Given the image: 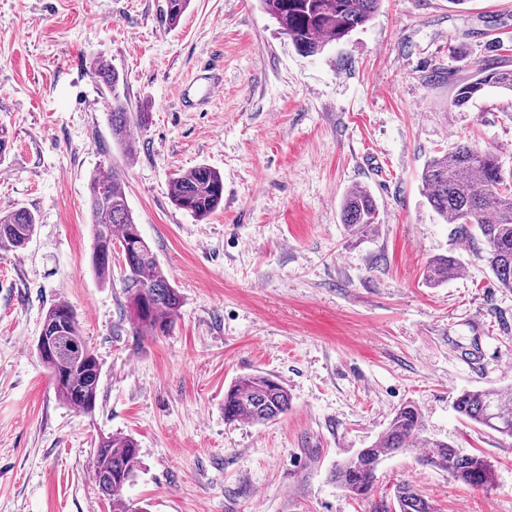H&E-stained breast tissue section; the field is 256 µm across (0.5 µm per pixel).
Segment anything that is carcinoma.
I'll return each instance as SVG.
<instances>
[{"mask_svg":"<svg viewBox=\"0 0 512 512\" xmlns=\"http://www.w3.org/2000/svg\"><path fill=\"white\" fill-rule=\"evenodd\" d=\"M191 0H166L165 22L179 24ZM263 11L275 21L305 56L322 53L332 42L365 27L379 8L380 0H260ZM95 75L111 105L112 137L134 154L131 124L149 121L147 112L127 111L119 72L97 57ZM512 92V69L482 67L474 79L462 84L453 104L463 107L489 89ZM425 197L432 210L447 224L472 227L487 245V262L503 288L512 289V175H505L496 153L469 143H458L429 160L421 173ZM175 205L205 219L224 201V178L215 169L201 165L179 173L171 181ZM94 245L92 268L103 284L112 283V247L123 248L125 265L121 276L123 293L133 330L138 336L169 332L182 306L181 295L160 268L144 240L129 208L123 182L117 174L97 175L88 186ZM341 220L355 235L375 228L377 206L371 192L362 186L350 189L340 204ZM35 215L18 207L0 215V249L17 250L34 235ZM459 270L454 258L433 259L425 268V280L438 285ZM41 329L59 336L70 347L42 353L39 360L54 381L59 400L86 414L95 409L101 366L85 341L77 315L66 302L51 305ZM288 390L276 377L254 373L238 377L224 393V420H249L265 424L288 412ZM454 410L464 419L512 438V393L494 389H464L454 401ZM418 449L423 466L448 472L453 480L472 489H488L496 477L487 459L465 453L453 444L424 434V416L414 403L401 406L385 433L369 447L336 465L332 479L343 490L364 496L374 489L376 472L385 457ZM96 484L109 501L112 512H147L124 498V489L141 468L140 449L129 436L112 434L99 439L95 450ZM398 512H434L430 501L412 484L394 488Z\"/></svg>","mask_w":512,"mask_h":512,"instance_id":"obj_1","label":"carcinoma"}]
</instances>
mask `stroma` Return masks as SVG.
<instances>
[{
  "label": "stroma",
  "mask_w": 512,
  "mask_h": 512,
  "mask_svg": "<svg viewBox=\"0 0 512 512\" xmlns=\"http://www.w3.org/2000/svg\"><path fill=\"white\" fill-rule=\"evenodd\" d=\"M0 0V211L38 217L24 249L0 250V512H112L92 478L99 436L133 437L141 468L125 496L149 512H383L395 484L435 512H512V438L462 420L463 389L512 387V291L479 235L430 208L421 172L455 142L497 150L512 173V94L457 108L478 65L512 68V0H382L365 28L306 57L259 0ZM149 110L134 154L112 137L91 60ZM216 71L199 103L186 92ZM199 165L224 203L197 220L170 195ZM117 173L140 231L183 303L164 336H135L120 281L90 264L94 174ZM367 186L377 224L350 235L340 202ZM459 272L432 286L427 263ZM64 301L102 371L96 408L57 397L35 349ZM277 376L287 414L224 419L236 377ZM414 401L427 433L484 455L495 486L472 490L385 458L373 492L332 480Z\"/></svg>",
  "instance_id": "obj_1"
}]
</instances>
